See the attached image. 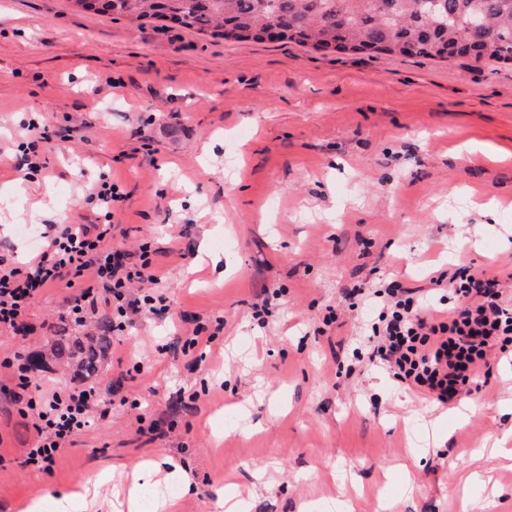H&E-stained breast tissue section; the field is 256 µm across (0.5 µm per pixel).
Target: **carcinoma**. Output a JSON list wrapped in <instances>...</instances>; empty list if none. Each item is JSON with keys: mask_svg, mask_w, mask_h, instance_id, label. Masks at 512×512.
I'll use <instances>...</instances> for the list:
<instances>
[{"mask_svg": "<svg viewBox=\"0 0 512 512\" xmlns=\"http://www.w3.org/2000/svg\"><path fill=\"white\" fill-rule=\"evenodd\" d=\"M82 10L164 19L224 40H278L319 50L425 58L512 60V0H90ZM109 328L80 352L94 370Z\"/></svg>", "mask_w": 512, "mask_h": 512, "instance_id": "1", "label": "carcinoma"}]
</instances>
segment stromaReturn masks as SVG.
I'll return each instance as SVG.
<instances>
[{"label": "stroma", "instance_id": "obj_1", "mask_svg": "<svg viewBox=\"0 0 512 512\" xmlns=\"http://www.w3.org/2000/svg\"><path fill=\"white\" fill-rule=\"evenodd\" d=\"M29 120L75 132L26 179L15 161ZM103 175L123 194L112 246L151 243L171 317L128 328L89 377L56 352L58 337L99 332L98 319L69 322L64 285L34 301L30 334L0 328V361L43 357L30 395L88 383L108 402L40 472L24 463L36 432L0 370V512L161 459L191 485L179 512H215L226 474L267 467L275 479L251 512L320 506L337 495L322 479L333 469L363 486L357 512H376L383 469L410 457L391 512H474L451 492L472 470L488 476L493 512H512V468L477 455L512 428V357L492 359L472 394L483 413L458 420L354 358L368 314L344 299L374 273L428 288L460 258L512 292L511 60L225 41L73 0H0V255L20 260L46 224L81 223ZM330 305L338 323L316 335ZM219 317L206 369H192L183 339ZM181 387L198 392L194 408L169 407Z\"/></svg>", "mask_w": 512, "mask_h": 512}]
</instances>
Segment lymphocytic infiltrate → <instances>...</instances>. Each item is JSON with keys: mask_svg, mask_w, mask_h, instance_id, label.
I'll return each mask as SVG.
<instances>
[{"mask_svg": "<svg viewBox=\"0 0 512 512\" xmlns=\"http://www.w3.org/2000/svg\"><path fill=\"white\" fill-rule=\"evenodd\" d=\"M120 199L116 185L101 180L88 196L95 221L46 225L43 244L22 265L0 256V327L25 332L33 300L55 284L72 288L69 313L79 325L96 314L100 294L110 295L116 335L139 316L167 313V298L155 289L159 277L147 245L123 253L112 248V205ZM430 282L442 291L443 307L392 279L353 286L346 296L377 313L366 340L369 364L447 405L480 391L492 357L512 347V298L493 272L465 263L431 276ZM16 369L14 398L37 433L25 462L45 472L106 402L91 386L25 397L31 366L20 363Z\"/></svg>", "mask_w": 512, "mask_h": 512, "instance_id": "1", "label": "lymphocytic infiltrate"}]
</instances>
